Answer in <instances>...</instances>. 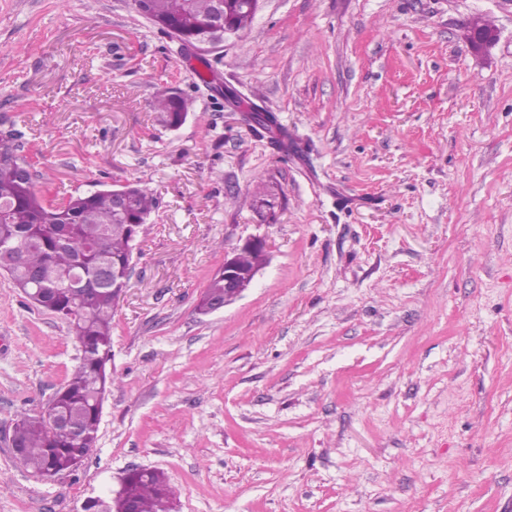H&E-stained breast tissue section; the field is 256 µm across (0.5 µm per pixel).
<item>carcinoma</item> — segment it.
I'll use <instances>...</instances> for the list:
<instances>
[{"label":"carcinoma","mask_w":512,"mask_h":512,"mask_svg":"<svg viewBox=\"0 0 512 512\" xmlns=\"http://www.w3.org/2000/svg\"><path fill=\"white\" fill-rule=\"evenodd\" d=\"M222 11L228 28L244 31L255 12L241 0H153L154 25L189 48L203 38L206 23ZM154 109L170 128L181 126L190 111L181 94L161 90ZM250 121L288 149V135L275 118L256 105L247 107ZM18 132L0 135V266L31 302L68 322L81 355L65 385L36 416L14 424L22 448L18 464L42 477L71 472L95 447L108 384L112 318L133 259L142 225L158 206L145 185L128 184L71 195L50 203L38 195L32 174L24 171ZM224 297V277L215 274L195 311L208 314L211 298ZM133 512H174V493L163 472L133 470L122 491L109 502L110 512L123 505Z\"/></svg>","instance_id":"cac0c4a2"}]
</instances>
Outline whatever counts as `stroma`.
<instances>
[{"label": "stroma", "instance_id": "obj_1", "mask_svg": "<svg viewBox=\"0 0 512 512\" xmlns=\"http://www.w3.org/2000/svg\"><path fill=\"white\" fill-rule=\"evenodd\" d=\"M207 58L208 85L132 0H0V133L39 195L159 200L98 441L48 480L10 437L79 344L0 272V512H83L140 468L175 512H512V0H260ZM164 88L192 104L175 130ZM251 235L267 265L197 314ZM245 112H250V121L253 122L254 125L259 126L272 134L271 139L276 145L287 150L288 135L282 131L275 118L270 113L263 112L254 104L249 105Z\"/></svg>", "mask_w": 512, "mask_h": 512}]
</instances>
